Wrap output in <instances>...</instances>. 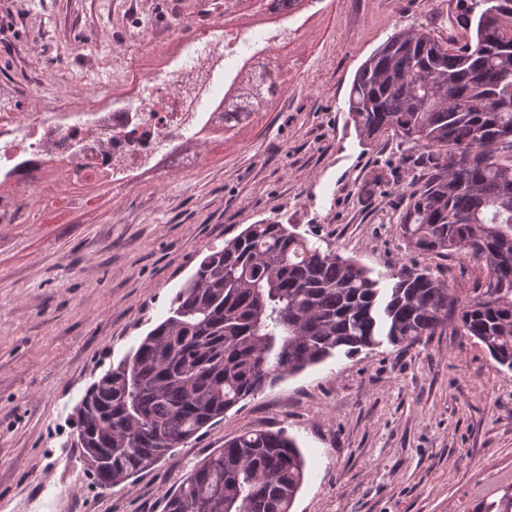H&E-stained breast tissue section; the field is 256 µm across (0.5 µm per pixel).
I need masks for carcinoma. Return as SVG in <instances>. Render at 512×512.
Masks as SVG:
<instances>
[{
  "label": "carcinoma",
  "instance_id": "carcinoma-1",
  "mask_svg": "<svg viewBox=\"0 0 512 512\" xmlns=\"http://www.w3.org/2000/svg\"><path fill=\"white\" fill-rule=\"evenodd\" d=\"M309 0H224V25L284 22ZM462 45L423 26L397 30L356 72L348 115L359 137L389 133L422 151L426 179L396 218L406 245L480 264L462 297L429 271H370L277 221L214 247L132 355L76 407L77 441L96 485L128 481L224 419L246 398L338 354L410 346L453 326L512 370V0H471ZM288 84L281 58L246 60L224 78L227 134ZM305 480L295 440L251 430L198 462L164 512H291Z\"/></svg>",
  "mask_w": 512,
  "mask_h": 512
}]
</instances>
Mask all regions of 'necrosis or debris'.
Here are the masks:
<instances>
[{
	"instance_id": "1",
	"label": "necrosis or debris",
	"mask_w": 512,
	"mask_h": 512,
	"mask_svg": "<svg viewBox=\"0 0 512 512\" xmlns=\"http://www.w3.org/2000/svg\"><path fill=\"white\" fill-rule=\"evenodd\" d=\"M243 55L225 41L183 43L161 70L124 78L108 74L117 92L103 112L52 117L47 112L0 113V224H11L21 195L56 193L46 161L64 177L109 187L149 180L161 165L190 170L197 158L187 138L224 116V70Z\"/></svg>"
}]
</instances>
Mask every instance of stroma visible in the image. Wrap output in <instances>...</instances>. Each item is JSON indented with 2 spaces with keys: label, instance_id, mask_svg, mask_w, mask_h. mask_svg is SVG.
Returning <instances> with one entry per match:
<instances>
[{
  "label": "stroma",
  "instance_id": "1",
  "mask_svg": "<svg viewBox=\"0 0 512 512\" xmlns=\"http://www.w3.org/2000/svg\"><path fill=\"white\" fill-rule=\"evenodd\" d=\"M462 0H314L288 21V87L271 111L207 145L191 171L104 190L61 212L32 202L0 224V512H164L166 495L225 439L284 429L306 479L292 512H472L512 470V370L452 330L406 348L336 355L242 401L129 481L95 487L75 438L86 389L131 353L213 247L275 220L373 276L427 270L463 292L469 257L407 247L389 216L424 170L389 135L360 141L347 99L395 30L466 42ZM224 26V0H0V104L9 112L105 107L104 67L159 65ZM149 31L143 49L138 31ZM388 183L370 189L379 169Z\"/></svg>",
  "mask_w": 512,
  "mask_h": 512
}]
</instances>
